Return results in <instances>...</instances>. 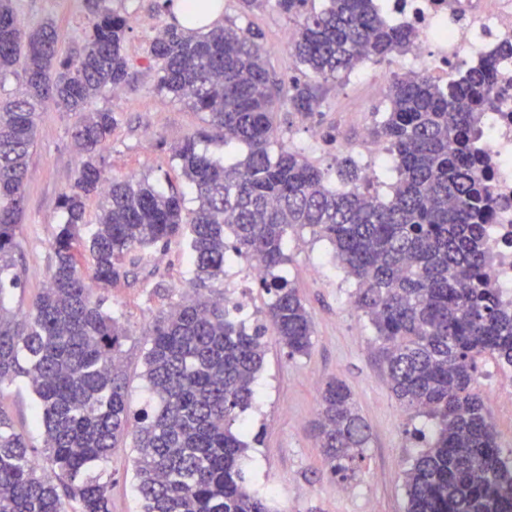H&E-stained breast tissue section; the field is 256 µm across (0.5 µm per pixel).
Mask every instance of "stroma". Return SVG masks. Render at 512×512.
Here are the masks:
<instances>
[{
	"mask_svg": "<svg viewBox=\"0 0 512 512\" xmlns=\"http://www.w3.org/2000/svg\"><path fill=\"white\" fill-rule=\"evenodd\" d=\"M163 0H108L109 8L134 18L123 51L131 63L130 78L117 92L96 98L93 109H111L116 117L112 136L104 149L108 176L148 178L157 186L174 184L187 189L173 158V149L187 137L205 129L204 116L156 89L157 72L147 61V50L162 23ZM224 20L262 32L268 49L267 66L274 77L288 81L297 71L286 36L296 28L294 18L274 6L242 13L238 0H223ZM25 26L45 18L55 19L61 50L80 42L90 12L86 0H17ZM408 58L395 54L384 61H367L352 73L329 83L319 112H283L279 115V146L309 147L308 157L324 168H334L339 155H350L359 165L377 164L376 189L387 194L396 174L381 159L382 143L369 130L386 107L391 79L404 73ZM75 118L55 106L40 112L39 133L25 187L26 206L16 241L22 257V286L9 299L14 311L25 312L51 272V243L65 221L59 197L73 183L80 155L72 138ZM291 257L283 272L299 289L314 320V336L307 356L288 358L274 336H267V352L256 382V398L244 421L261 441L245 461L254 484L271 494L275 512H405L407 498L403 472L420 450L415 431L432 433L426 416L405 410L392 395L383 370L375 360V332L358 312L351 295L355 283L333 259L331 245L313 239L308 231L291 234ZM151 267L165 273L164 290H156L147 272L131 284L109 293L113 308L129 330L121 362L132 406L148 397L144 372L147 335L158 314L171 300L187 291L184 247L171 244L155 248ZM247 267L227 264L223 287L227 295L245 291L251 307L248 326L265 323L267 294L258 285L244 286ZM346 382L357 409L369 427V443L356 473L347 480L333 476L316 445L313 423L319 409V389L329 378ZM512 383V368L490 358L479 361L477 389L489 411L501 448L512 446V406L500 399ZM16 428L33 446H41L42 430L34 422L36 404L20 384L0 394ZM132 446L113 454L106 469L112 474V512H140L134 488Z\"/></svg>",
	"mask_w": 512,
	"mask_h": 512,
	"instance_id": "obj_1",
	"label": "stroma"
}]
</instances>
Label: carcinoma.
Wrapping results in <instances>:
<instances>
[{
    "label": "carcinoma",
    "mask_w": 512,
    "mask_h": 512,
    "mask_svg": "<svg viewBox=\"0 0 512 512\" xmlns=\"http://www.w3.org/2000/svg\"><path fill=\"white\" fill-rule=\"evenodd\" d=\"M16 2L0 0V78L22 77V91L0 95V389L25 383L43 445H30L0 406V512H112L101 465L131 432L142 512H274L247 480L249 430L240 417L254 400L267 331L290 358L311 348L312 315L280 274L289 232L304 229L332 246L355 281L353 305L375 329L396 399L435 421L404 472L406 512H512V467L476 389L478 359L512 368V301L486 279L497 204L474 150L494 105L493 66L482 61L446 86L423 71L391 80L371 130L397 171L381 198L368 193L350 157L331 171L302 148L273 152L277 117L285 108L314 112L324 83L407 52L414 28L390 20L375 0H323L319 9L314 0H275L298 19L291 57L309 76L291 80L285 98L250 28L190 34L165 24L148 50L157 89L204 113L208 125L173 152L196 194L188 210L174 187L105 173L116 118L89 105L129 80L128 16L94 0L83 42L63 53L55 22L26 28ZM210 7L184 0L190 21ZM47 105L76 116L81 162L61 195L66 220L51 244L50 276L20 315L5 307L4 293L21 285L16 236ZM213 141L244 146L243 159L226 164L209 152ZM91 196L103 205L86 268L79 247ZM173 242L186 245L191 293L154 321L144 357L152 403L134 411L120 360L129 331L106 294L146 269L148 249ZM232 258L262 268L269 325L247 329L214 288ZM315 433L332 475L351 477L369 427L344 381L321 388Z\"/></svg>",
    "instance_id": "1"
}]
</instances>
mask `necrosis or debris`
<instances>
[{"mask_svg":"<svg viewBox=\"0 0 512 512\" xmlns=\"http://www.w3.org/2000/svg\"><path fill=\"white\" fill-rule=\"evenodd\" d=\"M386 15L415 28L418 40L409 56L437 74L462 57L497 62L496 107L482 137L490 157L489 174L504 205L496 213L489 243L497 259L488 271L494 287L512 300V57H503L512 41V0H381Z\"/></svg>","mask_w":512,"mask_h":512,"instance_id":"4bbe7bcc","label":"necrosis or debris"}]
</instances>
